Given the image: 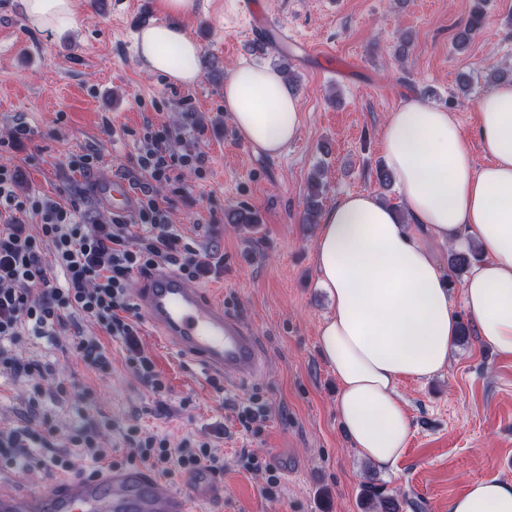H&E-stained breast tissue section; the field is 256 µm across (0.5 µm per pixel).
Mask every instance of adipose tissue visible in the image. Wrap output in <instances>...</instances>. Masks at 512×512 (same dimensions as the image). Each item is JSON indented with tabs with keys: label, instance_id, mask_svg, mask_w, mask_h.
I'll return each mask as SVG.
<instances>
[{
	"label": "adipose tissue",
	"instance_id": "ef3b65f1",
	"mask_svg": "<svg viewBox=\"0 0 512 512\" xmlns=\"http://www.w3.org/2000/svg\"><path fill=\"white\" fill-rule=\"evenodd\" d=\"M27 24L62 31L77 22L76 0H21ZM167 22L136 38L142 70L184 86L199 77L200 49L181 21L195 0H165ZM224 109L253 148L277 156L300 129V101L281 74L236 67L224 84ZM476 130L487 159L476 166L451 112L409 98L381 130L385 166L402 194L392 207L369 193L345 195L321 218L318 282L331 311L320 351L336 376V411L353 448L393 470L410 425L401 378L427 379L448 367L465 306L482 343L512 359V82L496 83L476 103ZM478 250L454 303L441 248ZM448 512H512V482H469Z\"/></svg>",
	"mask_w": 512,
	"mask_h": 512
}]
</instances>
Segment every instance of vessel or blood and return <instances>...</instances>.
<instances>
[{"instance_id": "obj_1", "label": "vessel or blood", "mask_w": 512, "mask_h": 512, "mask_svg": "<svg viewBox=\"0 0 512 512\" xmlns=\"http://www.w3.org/2000/svg\"><path fill=\"white\" fill-rule=\"evenodd\" d=\"M95 196L117 215L137 206L120 177L98 183ZM135 301L159 336L225 381L235 383L260 371L255 337L169 268L158 267L143 279ZM223 493L222 481L203 469L188 476L184 490L172 491L143 467H105L85 477H54L46 487L24 493L0 482V512H192L193 502Z\"/></svg>"}]
</instances>
